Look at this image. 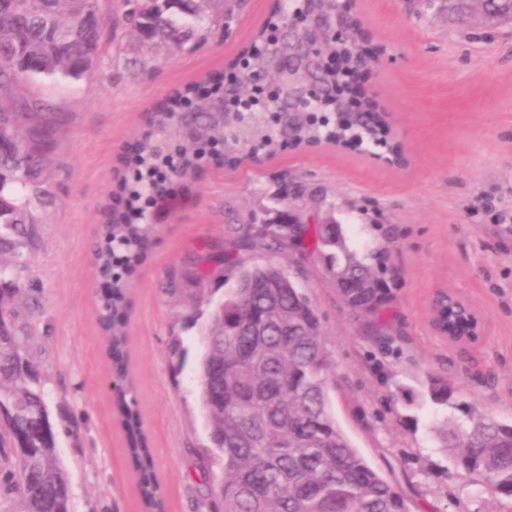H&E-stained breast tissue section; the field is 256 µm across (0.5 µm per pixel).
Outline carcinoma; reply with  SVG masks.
<instances>
[{
  "mask_svg": "<svg viewBox=\"0 0 512 512\" xmlns=\"http://www.w3.org/2000/svg\"><path fill=\"white\" fill-rule=\"evenodd\" d=\"M90 0H0V254L31 237L32 203L49 197L45 172L59 116L41 101L15 90L36 75H81L98 58L103 30L112 19L77 22ZM211 0H122L125 22L137 32L126 49L128 62L144 44L178 47L204 20ZM353 0H309L311 14L349 10ZM292 46L278 33L265 53L249 59L239 83L229 91L243 93L246 76L265 71L276 80L274 98L288 101L314 79L332 97V111L317 121L307 112H284L277 124L262 126L258 137L269 153L279 148L280 134L307 144L333 135L383 143L377 114L359 112L344 122L343 99L336 96L341 75H319L303 58L288 66ZM189 120L196 133L184 139L172 125L174 103L156 110L155 126L171 134L178 152L177 170L193 173L204 142L223 144L224 155L238 158L243 145L224 138L220 106L189 98ZM141 170L152 174L170 157L150 148L139 150ZM294 232L310 239L325 254L328 271L342 302L372 319L386 304L388 285L373 265L351 252L340 225L286 224L239 236L224 248V265L239 269L236 283L217 302L202 334L197 367L201 407L209 423V446L203 463L212 475L220 512H408L404 497L375 470L347 438L331 411L327 377L331 363L319 319L298 286L280 280L279 268L243 267L240 252L257 245L272 251ZM97 250L98 271L112 276L99 323L108 336L112 374L128 376L125 315L127 283L113 273L114 258L136 266L153 238L150 224H127L118 210L104 212ZM9 274L0 264V512H72L68 474L61 464L50 424L48 401L36 366L27 356L26 325L14 321L16 288L1 287ZM452 396L448 380H431L426 398L446 406ZM118 413L129 453L138 465V490L151 512L162 510V489L136 399H121ZM437 428L442 447L452 452L469 477L497 497L512 496V422L490 413H465Z\"/></svg>",
  "mask_w": 512,
  "mask_h": 512,
  "instance_id": "obj_1",
  "label": "carcinoma"
}]
</instances>
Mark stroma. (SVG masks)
Wrapping results in <instances>:
<instances>
[{
  "instance_id": "obj_1",
  "label": "stroma",
  "mask_w": 512,
  "mask_h": 512,
  "mask_svg": "<svg viewBox=\"0 0 512 512\" xmlns=\"http://www.w3.org/2000/svg\"><path fill=\"white\" fill-rule=\"evenodd\" d=\"M272 0H238L233 18L214 7L182 47L144 46L146 70L129 65L134 32L115 21L91 71L20 86L61 113L50 165L49 204L31 208L29 241L0 256L20 293L15 307L32 333L73 512H146L116 407L107 340L99 322L106 284L95 264L115 172L145 130L146 113L170 93L223 78L256 41ZM378 47L363 75L367 96L395 126L408 165L389 169L355 147L285 149L260 166L234 169L203 158L147 209L152 244L127 281L131 393L164 489V512H214L199 456L208 424L196 386L204 313L237 272L219 263L229 234L276 218L301 190L304 214L333 213L351 250L385 249L391 300L385 338L336 292L322 254L288 247L243 252L245 264L279 263L316 308L332 368L328 392L351 443L407 501L410 512H512L441 448L433 426L455 404L512 420V23L448 19V0H357ZM210 270L205 287L192 272ZM445 290L482 320L473 345L448 343L432 327V298ZM447 378L451 407L408 404Z\"/></svg>"
}]
</instances>
